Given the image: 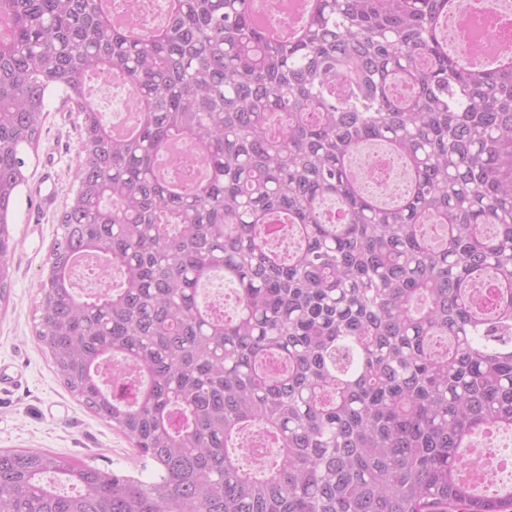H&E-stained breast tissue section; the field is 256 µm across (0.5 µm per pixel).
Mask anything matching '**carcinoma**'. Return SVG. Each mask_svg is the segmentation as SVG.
Instances as JSON below:
<instances>
[{
  "instance_id": "1",
  "label": "carcinoma",
  "mask_w": 512,
  "mask_h": 512,
  "mask_svg": "<svg viewBox=\"0 0 512 512\" xmlns=\"http://www.w3.org/2000/svg\"><path fill=\"white\" fill-rule=\"evenodd\" d=\"M100 2L0 0V297L24 149L60 91L78 188L36 336L150 471L0 451V512H512L462 452L512 432V62L459 68L448 0H311L281 40L254 0H170L148 34ZM119 74L143 110L128 136L87 104ZM376 143L406 173L390 206L351 167ZM81 253L119 286L77 296ZM217 272L228 314L199 300ZM105 363L135 368L131 394ZM255 424L276 455L254 473L230 449Z\"/></svg>"
}]
</instances>
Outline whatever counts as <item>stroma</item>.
Here are the masks:
<instances>
[{
	"instance_id": "stroma-1",
	"label": "stroma",
	"mask_w": 512,
	"mask_h": 512,
	"mask_svg": "<svg viewBox=\"0 0 512 512\" xmlns=\"http://www.w3.org/2000/svg\"><path fill=\"white\" fill-rule=\"evenodd\" d=\"M38 142L26 150V183L13 208L15 248L0 298V450L42 449L101 469L139 473L143 460L130 441L71 395L38 341L39 285L49 267L59 218L77 185L76 113L53 93ZM53 203L41 208L39 194Z\"/></svg>"
}]
</instances>
